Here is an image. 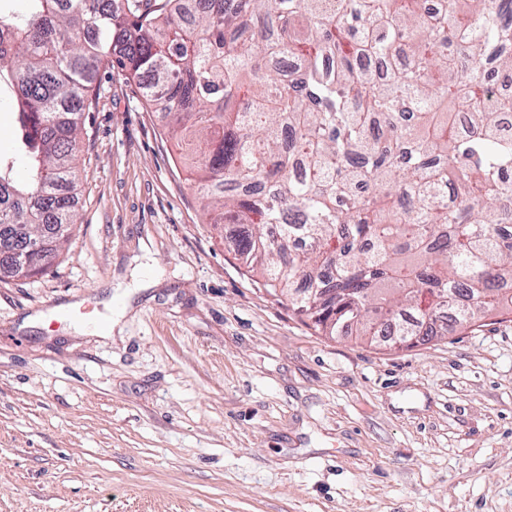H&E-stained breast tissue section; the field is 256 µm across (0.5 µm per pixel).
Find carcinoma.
Returning <instances> with one entry per match:
<instances>
[{
	"mask_svg": "<svg viewBox=\"0 0 512 512\" xmlns=\"http://www.w3.org/2000/svg\"><path fill=\"white\" fill-rule=\"evenodd\" d=\"M0 0V100L31 177L0 156V245L75 223L100 69L143 80L202 157L199 188L246 272L326 336L415 346L440 312H512V0ZM300 62L286 79L271 53Z\"/></svg>",
	"mask_w": 512,
	"mask_h": 512,
	"instance_id": "1",
	"label": "carcinoma"
}]
</instances>
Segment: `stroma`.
I'll return each mask as SVG.
<instances>
[{
    "mask_svg": "<svg viewBox=\"0 0 512 512\" xmlns=\"http://www.w3.org/2000/svg\"><path fill=\"white\" fill-rule=\"evenodd\" d=\"M75 209L43 274L0 280V512H512L511 314L322 335L235 260L117 67Z\"/></svg>",
    "mask_w": 512,
    "mask_h": 512,
    "instance_id": "stroma-1",
    "label": "stroma"
}]
</instances>
